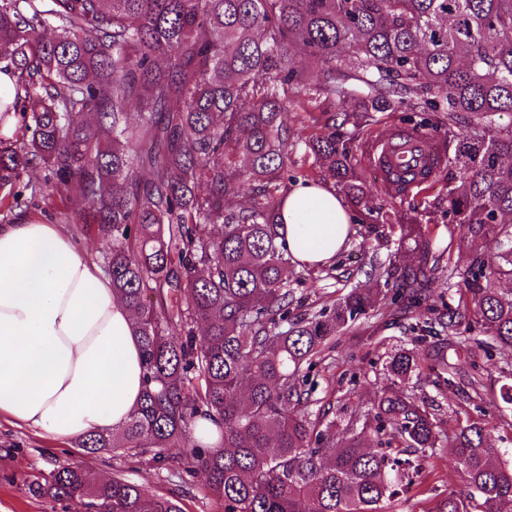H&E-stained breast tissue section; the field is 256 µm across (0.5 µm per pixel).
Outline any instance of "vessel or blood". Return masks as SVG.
Here are the masks:
<instances>
[{"label": "vessel or blood", "instance_id": "vessel-or-blood-1", "mask_svg": "<svg viewBox=\"0 0 512 512\" xmlns=\"http://www.w3.org/2000/svg\"><path fill=\"white\" fill-rule=\"evenodd\" d=\"M427 146L420 133L395 131L374 142L370 163L384 178L406 169L418 170L428 159Z\"/></svg>", "mask_w": 512, "mask_h": 512}]
</instances>
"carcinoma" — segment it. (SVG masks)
<instances>
[{
	"mask_svg": "<svg viewBox=\"0 0 512 512\" xmlns=\"http://www.w3.org/2000/svg\"><path fill=\"white\" fill-rule=\"evenodd\" d=\"M304 49L325 78L295 61ZM0 64L13 92L0 102V189L35 169L85 201L77 223L94 228L113 298L141 343L140 405L112 433V448L167 458L206 475L224 512H389L412 482L440 426L406 385L423 373L415 348L395 350L374 401L385 447L370 451L353 422L336 438L307 412L301 389L336 334L369 316L379 292L353 288L327 311L294 314L296 261L279 243L280 183L304 157L358 202L353 149L371 112H410L397 128L426 133L430 181L448 168L447 206L412 209L399 250L410 303L428 302L434 268L454 250L470 261L465 292L437 324L448 349L473 322L512 349V0H0ZM348 93L345 137L322 127L320 104ZM295 103L305 136L288 133ZM252 187L247 205L239 188ZM456 226L445 241L436 213ZM180 327L174 334L172 327ZM214 422L220 446L189 445L196 421ZM491 423L453 431L450 464L468 491L437 512H512V464L493 461ZM80 512H184L121 475L92 483L60 463L30 485Z\"/></svg>",
	"mask_w": 512,
	"mask_h": 512,
	"instance_id": "carcinoma-1",
	"label": "carcinoma"
}]
</instances>
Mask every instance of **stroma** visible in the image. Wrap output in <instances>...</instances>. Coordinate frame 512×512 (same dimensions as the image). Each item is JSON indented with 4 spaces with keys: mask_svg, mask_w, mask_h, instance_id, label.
Listing matches in <instances>:
<instances>
[{
    "mask_svg": "<svg viewBox=\"0 0 512 512\" xmlns=\"http://www.w3.org/2000/svg\"><path fill=\"white\" fill-rule=\"evenodd\" d=\"M362 176L368 205L398 214L408 212L417 204H439L448 179L447 171L442 170L434 176L430 189L393 197L384 194L370 169H363ZM29 179L32 186L22 189L19 211L47 222L65 223L67 231L85 244L93 260H100L101 247L92 232L77 231L70 222L81 207L79 198L45 184L43 171L31 172ZM392 258L401 265L418 260L416 254L398 252L396 236L356 237L333 260L332 277L325 279L318 270L308 269L293 279V313L329 308L350 289L374 287L375 282L368 275L371 261L385 262ZM467 264L466 254L458 252L441 261L430 288L432 304L457 303L461 274ZM434 324L429 306L421 305L391 310L386 317L374 315L361 319L338 334L327 358L314 365L309 373L311 417L322 421L336 415L352 417L363 425L364 437H371L375 425L372 402L386 382L388 354L402 347L414 346L424 351L438 344ZM478 363L483 378L480 403L469 402L459 388L448 385V373L440 368L424 370L418 379L412 380L410 388L434 414L441 429L453 428L457 418L466 416L491 421L495 426L491 434L493 447L502 459L512 462V414L504 418L498 410L499 387L512 381V350L490 349L488 357L479 358ZM451 454L447 437H440L433 450L434 468L421 470L412 484L400 487L396 512H435L440 500L465 491L462 472L448 462ZM63 462L79 463L97 479L124 474L149 493L179 498L185 512H224L223 501L208 493L202 473L182 477L167 464L120 450L90 454L78 442L63 444L3 421H0V512H77L76 505L36 498L28 490L31 481L47 476Z\"/></svg>",
    "mask_w": 512,
    "mask_h": 512,
    "instance_id": "stroma-1",
    "label": "stroma"
}]
</instances>
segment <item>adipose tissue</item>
Wrapping results in <instances>:
<instances>
[{
  "mask_svg": "<svg viewBox=\"0 0 512 512\" xmlns=\"http://www.w3.org/2000/svg\"><path fill=\"white\" fill-rule=\"evenodd\" d=\"M293 258L332 260L353 222L336 191L305 181L276 215ZM142 355L112 280L58 224L0 225V419L62 441L109 434L136 409Z\"/></svg>",
  "mask_w": 512,
  "mask_h": 512,
  "instance_id": "1",
  "label": "adipose tissue"
}]
</instances>
